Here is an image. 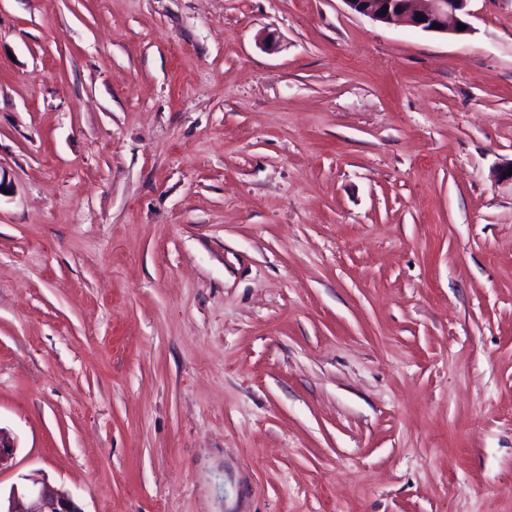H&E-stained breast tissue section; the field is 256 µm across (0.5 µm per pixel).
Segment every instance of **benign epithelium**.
Masks as SVG:
<instances>
[{"label":"benign epithelium","mask_w":512,"mask_h":512,"mask_svg":"<svg viewBox=\"0 0 512 512\" xmlns=\"http://www.w3.org/2000/svg\"><path fill=\"white\" fill-rule=\"evenodd\" d=\"M355 13L374 21L399 20L424 31L446 33L448 23L465 24L468 0H344ZM0 512H82L73 495L33 478L0 498Z\"/></svg>","instance_id":"7a95c632"}]
</instances>
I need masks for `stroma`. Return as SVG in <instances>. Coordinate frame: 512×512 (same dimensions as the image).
Wrapping results in <instances>:
<instances>
[{"instance_id":"1","label":"stroma","mask_w":512,"mask_h":512,"mask_svg":"<svg viewBox=\"0 0 512 512\" xmlns=\"http://www.w3.org/2000/svg\"><path fill=\"white\" fill-rule=\"evenodd\" d=\"M0 0V491L512 512V0ZM469 0H344L355 13L374 21L387 22L399 20L408 26L424 31L448 33V23L453 22L454 30L458 24L467 23L461 19L469 15L466 10ZM387 7V12H383ZM420 16L424 21H420ZM439 25V28H435Z\"/></svg>"}]
</instances>
